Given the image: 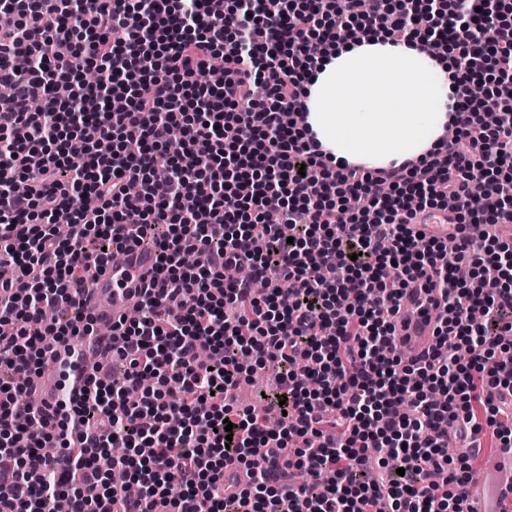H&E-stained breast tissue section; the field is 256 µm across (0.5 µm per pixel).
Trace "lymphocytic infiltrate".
<instances>
[{
	"label": "lymphocytic infiltrate",
	"instance_id": "lymphocytic-infiltrate-1",
	"mask_svg": "<svg viewBox=\"0 0 512 512\" xmlns=\"http://www.w3.org/2000/svg\"><path fill=\"white\" fill-rule=\"evenodd\" d=\"M0 13V85L13 90L0 111V264L14 271L0 281V469L12 474L0 512H52L47 483L70 512H462L449 438L489 426L512 450V362L493 358L512 335V246L497 236L512 223V112L484 120L488 101L512 103L504 0H0ZM379 36L453 52L455 136L398 167L338 169L303 129L304 84L340 41ZM89 66L96 80L80 82ZM210 68L221 85L198 84ZM353 195L368 205L337 223ZM272 210L290 234L266 223ZM443 211L451 254L416 230ZM133 243L157 249L161 290L121 319L116 347L83 302ZM187 251L198 264L183 265ZM231 266L251 279L225 280ZM416 279L444 301L438 339L464 345L468 362L436 347L402 365L391 316ZM109 354L123 376L87 373ZM56 357L65 398L19 407ZM270 362V399L287 411L276 430L226 401ZM336 426L343 442L326 438ZM296 436L321 444L295 448ZM49 442L57 454H43ZM118 443L114 467L138 496L96 464ZM370 450L397 462L387 488L363 466ZM278 459L334 480L271 485ZM234 464L248 482L230 494Z\"/></svg>",
	"mask_w": 512,
	"mask_h": 512
}]
</instances>
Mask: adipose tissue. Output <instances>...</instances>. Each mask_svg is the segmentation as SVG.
I'll use <instances>...</instances> for the list:
<instances>
[{"label":"adipose tissue","mask_w":512,"mask_h":512,"mask_svg":"<svg viewBox=\"0 0 512 512\" xmlns=\"http://www.w3.org/2000/svg\"><path fill=\"white\" fill-rule=\"evenodd\" d=\"M451 60L419 42L339 43L306 83V123L336 166L424 156L452 126Z\"/></svg>","instance_id":"obj_1"}]
</instances>
